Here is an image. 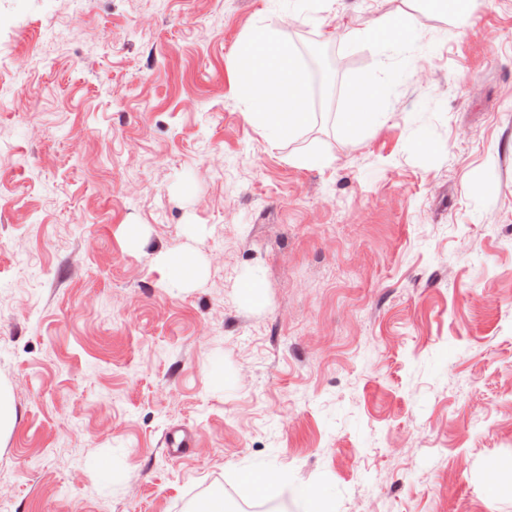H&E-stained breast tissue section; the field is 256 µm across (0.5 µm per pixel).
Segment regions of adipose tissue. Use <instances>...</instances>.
Wrapping results in <instances>:
<instances>
[{
    "mask_svg": "<svg viewBox=\"0 0 512 512\" xmlns=\"http://www.w3.org/2000/svg\"><path fill=\"white\" fill-rule=\"evenodd\" d=\"M234 66L239 76L263 70L287 78L288 96L281 102L256 95L245 97L247 120L256 125L272 142H282L285 136H296L312 120L307 111V71L300 55L281 41L274 23L256 26L241 40Z\"/></svg>",
    "mask_w": 512,
    "mask_h": 512,
    "instance_id": "1",
    "label": "adipose tissue"
}]
</instances>
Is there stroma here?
Instances as JSON below:
<instances>
[{
  "label": "stroma",
  "mask_w": 512,
  "mask_h": 512,
  "mask_svg": "<svg viewBox=\"0 0 512 512\" xmlns=\"http://www.w3.org/2000/svg\"><path fill=\"white\" fill-rule=\"evenodd\" d=\"M263 18L330 59L279 144L231 69ZM382 68L388 117L347 133ZM0 137L7 512L274 474L276 512H512V0H0Z\"/></svg>",
  "instance_id": "1"
}]
</instances>
